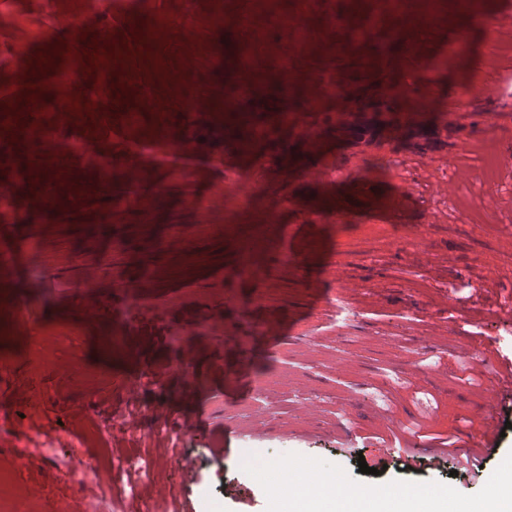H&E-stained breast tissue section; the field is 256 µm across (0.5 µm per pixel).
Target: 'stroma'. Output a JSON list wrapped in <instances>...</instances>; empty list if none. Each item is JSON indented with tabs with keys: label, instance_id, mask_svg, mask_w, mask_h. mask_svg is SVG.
<instances>
[{
	"label": "stroma",
	"instance_id": "35a3bbf8",
	"mask_svg": "<svg viewBox=\"0 0 512 512\" xmlns=\"http://www.w3.org/2000/svg\"><path fill=\"white\" fill-rule=\"evenodd\" d=\"M274 18L261 31L240 24L215 26L219 15L241 16L249 0H112L102 16H83L80 0H7L29 28L50 30L26 57L0 69V94L10 99L37 92L42 101L19 120L45 123L84 140L88 152L50 165L31 148L0 158V182L11 183L21 212L38 224L40 259L57 276V292L29 295L0 289V469L9 448L48 434L62 443L90 434L93 421L128 415L142 433L133 442L112 437V456L143 452L159 474L128 512H272L268 488L241 463L252 450L270 471L302 465L336 477L355 492L417 491L413 501H387L388 512L426 507L483 512L495 479L511 476L512 429L498 440L478 474L453 476V461L404 469L384 438L408 442L430 428L450 432L458 418L480 423L493 372L512 358V318L499 309L512 302V0H478L496 29L473 23L461 0H440L431 22L427 0H409L407 15L384 16L369 31L373 0H273ZM336 28H328V16ZM163 27H156V19ZM300 24L305 46L294 58L298 82L281 90L278 57L292 52L286 24ZM150 38L134 41L132 27ZM85 39H74L75 31ZM119 38L116 48L106 41ZM115 52L109 81L81 77V91L50 96L56 70L82 67L89 48ZM50 67L37 66L39 56ZM253 66L240 70L244 58ZM251 88L245 112L267 116L314 113L319 139L314 160L338 169L337 182H312L310 161L290 156L294 128L240 155L226 150L227 77ZM341 77L353 99L354 126L336 128V97L328 86ZM124 91H117V84ZM417 109L420 128L391 138L387 124ZM475 109L483 124L452 125L448 115ZM139 119H122L129 110ZM194 138L188 164L145 167L122 203L111 232L100 228L103 207L126 188L123 174L132 147L147 142L168 149ZM107 155L112 181L98 186L92 154ZM224 156L223 165L210 162ZM255 163L248 180L251 203L225 206L224 188L239 176L245 155ZM38 167L30 175V167ZM215 211V230L193 233L180 253L166 251L174 227L192 226L196 214L184 195ZM344 208L341 219L332 211ZM124 248H106L111 233ZM258 242L257 289L240 287L232 274L245 240ZM296 261H279L284 246ZM97 270L95 288L69 291ZM147 306L145 333L129 347L109 348L119 328L111 274L136 286ZM26 299L37 316L13 333L1 330L8 302ZM208 320V331L194 323ZM272 322L265 334L255 324ZM186 333L171 342L168 332ZM489 339L493 353L474 365L459 348L465 337ZM192 348L191 375L178 367ZM478 369L477 384L464 383ZM243 371L249 394L224 398L229 373ZM273 416L267 432L249 436L255 399ZM377 411L398 414L390 430ZM182 429L181 447L155 438L156 429ZM353 432L355 446L344 432ZM385 459L379 475L361 473L359 460ZM35 512H48L46 494L59 484L65 512H99L92 483H80L31 456L17 475Z\"/></svg>",
	"mask_w": 512,
	"mask_h": 512
}]
</instances>
